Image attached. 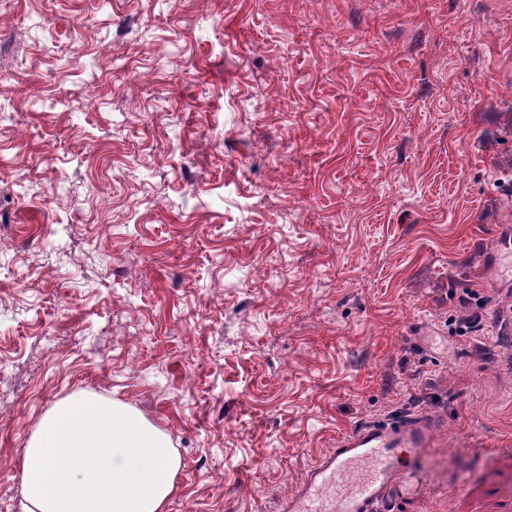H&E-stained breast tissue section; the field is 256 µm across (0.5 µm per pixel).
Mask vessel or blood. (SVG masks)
Segmentation results:
<instances>
[{
    "instance_id": "b4317fda",
    "label": "vessel or blood",
    "mask_w": 512,
    "mask_h": 512,
    "mask_svg": "<svg viewBox=\"0 0 512 512\" xmlns=\"http://www.w3.org/2000/svg\"><path fill=\"white\" fill-rule=\"evenodd\" d=\"M436 432L418 415L355 427L308 469L284 512H385L421 485L417 472H401L399 458L430 447Z\"/></svg>"
}]
</instances>
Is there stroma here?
<instances>
[{"label": "stroma", "instance_id": "stroma-1", "mask_svg": "<svg viewBox=\"0 0 512 512\" xmlns=\"http://www.w3.org/2000/svg\"><path fill=\"white\" fill-rule=\"evenodd\" d=\"M0 68V512L77 392L169 436L166 512L411 415L392 512H512V0H9Z\"/></svg>", "mask_w": 512, "mask_h": 512}]
</instances>
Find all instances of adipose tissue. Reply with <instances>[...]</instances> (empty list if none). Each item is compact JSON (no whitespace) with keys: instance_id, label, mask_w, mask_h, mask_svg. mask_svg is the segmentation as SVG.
Returning a JSON list of instances; mask_svg holds the SVG:
<instances>
[{"instance_id":"adipose-tissue-1","label":"adipose tissue","mask_w":512,"mask_h":512,"mask_svg":"<svg viewBox=\"0 0 512 512\" xmlns=\"http://www.w3.org/2000/svg\"><path fill=\"white\" fill-rule=\"evenodd\" d=\"M179 467L168 436L135 410L73 395L23 452L21 512H165Z\"/></svg>"}]
</instances>
